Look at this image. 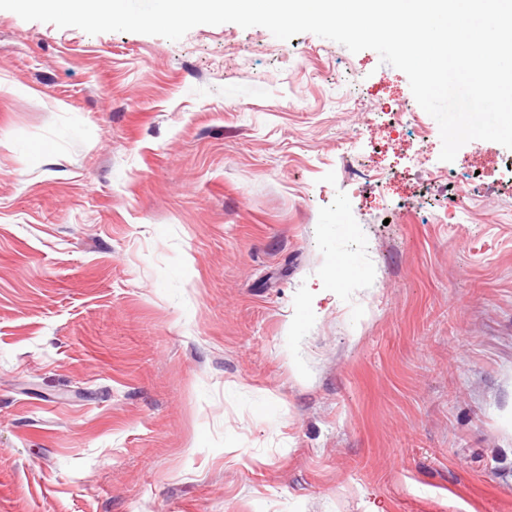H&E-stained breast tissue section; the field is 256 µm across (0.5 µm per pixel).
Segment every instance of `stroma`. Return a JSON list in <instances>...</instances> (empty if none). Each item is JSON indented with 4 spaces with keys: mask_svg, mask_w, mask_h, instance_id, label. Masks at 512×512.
Here are the masks:
<instances>
[{
    "mask_svg": "<svg viewBox=\"0 0 512 512\" xmlns=\"http://www.w3.org/2000/svg\"><path fill=\"white\" fill-rule=\"evenodd\" d=\"M440 151L371 49L0 10V512H512V172Z\"/></svg>",
    "mask_w": 512,
    "mask_h": 512,
    "instance_id": "obj_1",
    "label": "stroma"
}]
</instances>
